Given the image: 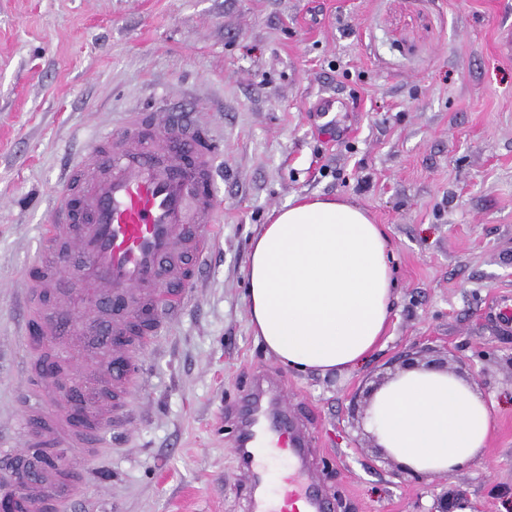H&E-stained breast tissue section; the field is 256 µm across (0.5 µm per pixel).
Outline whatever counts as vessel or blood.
Returning a JSON list of instances; mask_svg holds the SVG:
<instances>
[{
    "instance_id": "vessel-or-blood-1",
    "label": "vessel or blood",
    "mask_w": 512,
    "mask_h": 512,
    "mask_svg": "<svg viewBox=\"0 0 512 512\" xmlns=\"http://www.w3.org/2000/svg\"><path fill=\"white\" fill-rule=\"evenodd\" d=\"M219 144L196 112L179 105L123 113L62 175L51 199L42 249L18 290V330L48 337L59 367L43 378L23 367L24 448L102 447L106 433L126 434L136 419L130 390L149 382L143 358L196 298L218 221ZM94 310V353L78 322ZM87 373L71 394L84 421L67 409L44 412L69 372ZM234 439L245 477L258 494L251 512H330L310 463V447L291 421L278 384L246 396ZM34 472L12 489L16 512H67L82 496L48 494Z\"/></svg>"
}]
</instances>
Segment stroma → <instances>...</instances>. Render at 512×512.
<instances>
[{
  "label": "stroma",
  "instance_id": "35a3bbf8",
  "mask_svg": "<svg viewBox=\"0 0 512 512\" xmlns=\"http://www.w3.org/2000/svg\"><path fill=\"white\" fill-rule=\"evenodd\" d=\"M512 0H0V426L21 412L16 290L65 167L135 103L185 102L223 134L218 240L196 304L150 354L133 437L87 463L95 512H249L238 403L278 374L333 512H512ZM336 97L333 130L314 116ZM367 209L392 243L396 300L359 368L296 375L254 336L250 244L290 200ZM447 359L496 427L480 461L396 477L363 426L364 394L401 355Z\"/></svg>",
  "mask_w": 512,
  "mask_h": 512
}]
</instances>
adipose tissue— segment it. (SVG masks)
<instances>
[{"label": "adipose tissue", "mask_w": 512, "mask_h": 512, "mask_svg": "<svg viewBox=\"0 0 512 512\" xmlns=\"http://www.w3.org/2000/svg\"><path fill=\"white\" fill-rule=\"evenodd\" d=\"M383 225L343 199L307 196L274 212L246 270L250 323L288 370L362 365L386 333L395 284ZM492 412L466 378L403 369L374 393L365 428L398 466L429 479L484 454Z\"/></svg>", "instance_id": "adipose-tissue-1"}]
</instances>
